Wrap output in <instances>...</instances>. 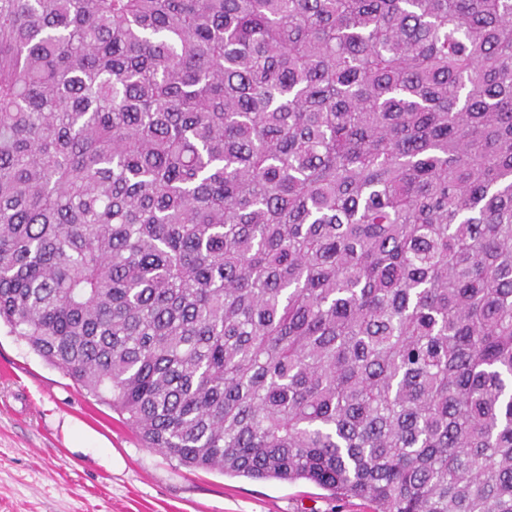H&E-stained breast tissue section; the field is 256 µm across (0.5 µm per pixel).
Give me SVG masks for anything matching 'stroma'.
Listing matches in <instances>:
<instances>
[{"mask_svg": "<svg viewBox=\"0 0 512 512\" xmlns=\"http://www.w3.org/2000/svg\"><path fill=\"white\" fill-rule=\"evenodd\" d=\"M0 512H369L300 480L191 470L0 325Z\"/></svg>", "mask_w": 512, "mask_h": 512, "instance_id": "35a3bbf8", "label": "stroma"}]
</instances>
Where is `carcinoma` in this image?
I'll use <instances>...</instances> for the list:
<instances>
[{
	"instance_id": "obj_1",
	"label": "carcinoma",
	"mask_w": 512,
	"mask_h": 512,
	"mask_svg": "<svg viewBox=\"0 0 512 512\" xmlns=\"http://www.w3.org/2000/svg\"><path fill=\"white\" fill-rule=\"evenodd\" d=\"M0 322L186 468L512 512V0H0Z\"/></svg>"
}]
</instances>
